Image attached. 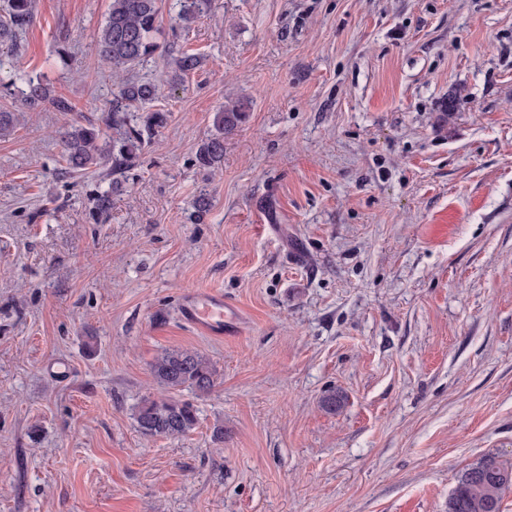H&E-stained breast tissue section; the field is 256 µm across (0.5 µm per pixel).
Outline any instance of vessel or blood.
I'll return each mask as SVG.
<instances>
[{
    "label": "vessel or blood",
    "mask_w": 512,
    "mask_h": 512,
    "mask_svg": "<svg viewBox=\"0 0 512 512\" xmlns=\"http://www.w3.org/2000/svg\"><path fill=\"white\" fill-rule=\"evenodd\" d=\"M179 313L185 323L208 336L221 338L236 332V310L219 291L206 290L187 296Z\"/></svg>",
    "instance_id": "vessel-or-blood-1"
}]
</instances>
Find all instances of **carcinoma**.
<instances>
[{"instance_id":"1","label":"carcinoma","mask_w":512,"mask_h":512,"mask_svg":"<svg viewBox=\"0 0 512 512\" xmlns=\"http://www.w3.org/2000/svg\"><path fill=\"white\" fill-rule=\"evenodd\" d=\"M204 0H179L181 19L189 23L202 10ZM33 17V0H8V20L0 21V42L12 37L16 29L29 24ZM158 17L157 0H111L107 17L94 44L98 56L112 64L116 71H127L151 58L158 46L153 40ZM202 64L201 57L183 52L174 59L173 81L181 80ZM23 103L36 107L50 104L59 112L72 111L63 97H55L38 79H25ZM158 98V88L148 81L124 80L107 111V122L114 128L125 129L118 152L103 156L99 146L100 132L92 124L69 125L59 133L66 169L79 171L91 165L108 171V175L123 173L132 166L137 151L151 138L161 122L160 113L153 112L143 126H128V113L140 111ZM248 105L230 101L215 118L219 134L207 139L199 151V162L213 166L224 158V134L234 131L247 116ZM156 384L166 392L190 388L199 393L210 392L216 384V372L207 356L193 349L168 351L151 365ZM138 431L145 437L178 438L192 432L198 422L197 411L188 402L171 396L146 399L135 414ZM512 488V465H506L493 455H487L459 476L448 497L447 512H502V499Z\"/></svg>"}]
</instances>
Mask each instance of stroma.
<instances>
[{
	"mask_svg": "<svg viewBox=\"0 0 512 512\" xmlns=\"http://www.w3.org/2000/svg\"><path fill=\"white\" fill-rule=\"evenodd\" d=\"M110 3L35 0L0 52V512H447L465 469L512 464V0H209L190 23L158 0L132 75L165 121L108 180L66 172L58 132L120 145ZM183 51L202 65L173 86ZM28 76L72 111L23 104ZM204 289L238 336L181 320ZM186 348L216 371L177 393L198 424L144 438L151 365ZM248 105L240 100L230 101L215 118L219 134L207 139L199 151V162L203 166H214L224 158V134L234 131L247 116Z\"/></svg>",
	"mask_w": 512,
	"mask_h": 512,
	"instance_id": "1",
	"label": "stroma"
}]
</instances>
